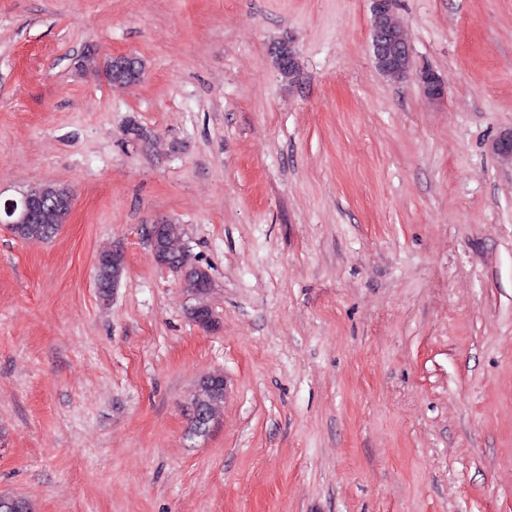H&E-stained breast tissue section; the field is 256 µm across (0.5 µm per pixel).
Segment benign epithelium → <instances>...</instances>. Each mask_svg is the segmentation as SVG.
<instances>
[{
  "mask_svg": "<svg viewBox=\"0 0 512 512\" xmlns=\"http://www.w3.org/2000/svg\"><path fill=\"white\" fill-rule=\"evenodd\" d=\"M371 3V47L376 69L382 75L412 70L409 40H399L389 24L396 0H371ZM416 76L427 101L434 103L444 99L445 84L433 70L421 69L416 72ZM42 205V200L34 190L24 192L18 198L6 199L0 202V224L9 228L15 224H30Z\"/></svg>",
  "mask_w": 512,
  "mask_h": 512,
  "instance_id": "benign-epithelium-1",
  "label": "benign epithelium"
}]
</instances>
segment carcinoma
Returning a JSON list of instances; mask_svg holds the SVG:
<instances>
[{
  "label": "carcinoma",
  "instance_id": "carcinoma-1",
  "mask_svg": "<svg viewBox=\"0 0 512 512\" xmlns=\"http://www.w3.org/2000/svg\"><path fill=\"white\" fill-rule=\"evenodd\" d=\"M144 63L139 58H133L127 67L104 63V74L108 77L109 84L113 87H130L141 80L144 75ZM43 196L50 203L44 209L41 219L35 224H15L12 233L21 240H45L52 238L63 223L65 213L51 207V203L58 198L71 196L70 191L55 184L40 186ZM157 259L167 258L171 262V268L183 274L187 289L194 297L195 306L199 307L208 316L210 321L202 324L205 329L215 326V319L211 308L205 299L212 290V280L208 270L187 263L186 245L183 240L179 225L169 223L158 234L154 245ZM105 263L98 269V281L102 288L112 289V251L101 253ZM224 405V376L212 374L202 377L192 398V416L189 434L203 436L207 433L209 422L214 413Z\"/></svg>",
  "mask_w": 512,
  "mask_h": 512
}]
</instances>
